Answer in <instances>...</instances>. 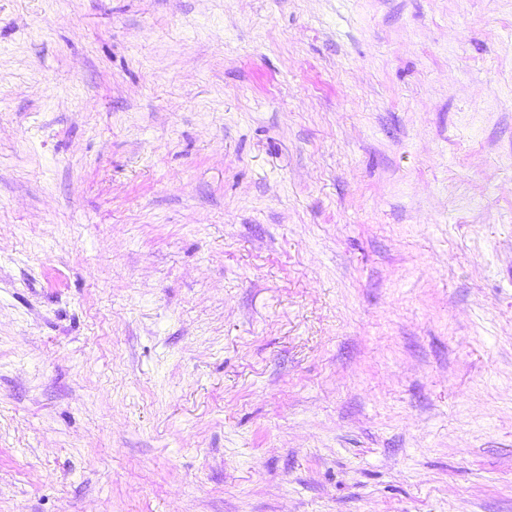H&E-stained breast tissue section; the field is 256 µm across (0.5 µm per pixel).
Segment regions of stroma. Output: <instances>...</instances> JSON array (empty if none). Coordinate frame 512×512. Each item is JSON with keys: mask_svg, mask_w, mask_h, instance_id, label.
Here are the masks:
<instances>
[{"mask_svg": "<svg viewBox=\"0 0 512 512\" xmlns=\"http://www.w3.org/2000/svg\"><path fill=\"white\" fill-rule=\"evenodd\" d=\"M0 512H512V0H0Z\"/></svg>", "mask_w": 512, "mask_h": 512, "instance_id": "obj_1", "label": "stroma"}]
</instances>
